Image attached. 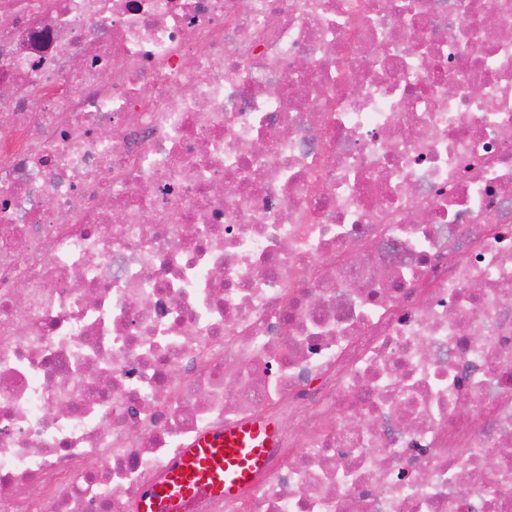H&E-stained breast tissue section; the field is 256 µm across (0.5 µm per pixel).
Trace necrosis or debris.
Returning a JSON list of instances; mask_svg holds the SVG:
<instances>
[{"label": "necrosis or debris", "mask_w": 512, "mask_h": 512, "mask_svg": "<svg viewBox=\"0 0 512 512\" xmlns=\"http://www.w3.org/2000/svg\"><path fill=\"white\" fill-rule=\"evenodd\" d=\"M512 512V0H0V512ZM277 428L272 422L202 432L153 483L135 505L136 512H157L164 502L191 501L204 494L237 497L267 465Z\"/></svg>", "instance_id": "1"}]
</instances>
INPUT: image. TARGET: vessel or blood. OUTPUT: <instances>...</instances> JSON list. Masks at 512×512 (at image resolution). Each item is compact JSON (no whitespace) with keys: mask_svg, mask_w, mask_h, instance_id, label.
I'll return each mask as SVG.
<instances>
[{"mask_svg":"<svg viewBox=\"0 0 512 512\" xmlns=\"http://www.w3.org/2000/svg\"><path fill=\"white\" fill-rule=\"evenodd\" d=\"M276 434L271 422L202 432L147 489L136 512H158L162 503L190 501L202 494L220 500L237 497L266 467Z\"/></svg>","mask_w":512,"mask_h":512,"instance_id":"1","label":"vessel or blood"}]
</instances>
